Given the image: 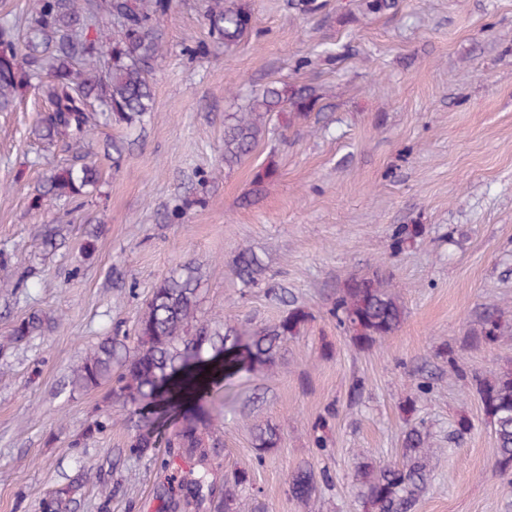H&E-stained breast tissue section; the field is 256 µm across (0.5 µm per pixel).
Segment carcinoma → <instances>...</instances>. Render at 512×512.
Segmentation results:
<instances>
[{"mask_svg":"<svg viewBox=\"0 0 512 512\" xmlns=\"http://www.w3.org/2000/svg\"><path fill=\"white\" fill-rule=\"evenodd\" d=\"M172 0H30L12 23L0 24V112L12 110L22 92H41L47 111L37 117L31 133L47 149L57 145L80 152L101 121L136 126L154 109L153 73L163 56L161 20ZM205 18L211 38L229 49L254 28L251 10L236 0H207ZM318 103L315 91L273 82L254 92L239 112L224 123V166L241 164L272 131L273 117L282 132L308 122ZM98 183L93 165L65 163L48 179L45 194L79 208L87 188ZM420 235L417 226L397 227L393 247L400 250ZM233 274L247 287L263 280L265 268L249 248L232 260ZM198 268L185 263L153 289L133 336H108L87 350L72 371L75 391H88L111 380L112 397L128 410L130 454L160 461L170 480L189 489L192 499L212 494L209 480L221 439L214 418L200 407L219 382L228 393L244 374L275 366L282 344L299 334L310 315L292 307L276 323L249 332L227 318L220 327L200 318ZM392 278L379 271L350 276L336 292L329 310L339 328L361 348L394 334L404 320V307ZM54 317L36 310L13 326L10 342L21 344L47 332ZM504 317L489 312L473 329L486 344L508 333ZM494 433L496 464L512 474V366L493 376L473 377ZM279 428L267 424L253 431L258 456L279 446ZM403 460L376 465L359 463L362 512H412L427 485L429 433L422 425L405 432ZM250 486L246 471L224 478V489L212 502L215 512H242V495ZM81 489L73 478L50 491L41 512H72ZM288 490L306 501L317 491L314 466L294 470Z\"/></svg>","mask_w":512,"mask_h":512,"instance_id":"cac0c4a2","label":"carcinoma"}]
</instances>
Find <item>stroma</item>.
Returning a JSON list of instances; mask_svg holds the SVG:
<instances>
[{
    "mask_svg": "<svg viewBox=\"0 0 512 512\" xmlns=\"http://www.w3.org/2000/svg\"><path fill=\"white\" fill-rule=\"evenodd\" d=\"M292 2L247 0L255 27L227 50L208 39L202 0H172L154 110L144 129L95 130L88 159L101 181L80 210L33 204L65 157L43 155L29 136L43 98L31 90L0 112V512H40L78 474L73 512H158L165 474L128 453L125 409L108 386L75 392L68 377L90 346L133 334L153 288L187 261L202 273L200 309L216 322L230 313L267 325L291 305L312 316L272 371L243 377L213 405L224 425L216 482L247 470L268 512H360L358 463L400 458L404 431L422 423L430 474L412 512H512V477L496 467L471 388L512 364V339L488 345L471 334L485 309L512 319V0H399L379 14L355 0H320L314 13ZM200 43L205 51L189 56ZM273 80L315 88L323 111L225 169V119ZM115 138L130 144L117 169L104 154ZM270 160L278 175L254 194V174ZM403 224L422 233L397 251L392 234ZM52 226L64 242L47 251ZM242 245L286 287L287 304L232 273ZM376 267L394 275L406 315L361 349L329 309L346 278ZM35 310L57 327L10 344L14 323ZM450 349L455 372L443 357ZM102 412L112 428L80 443ZM323 417L328 441L317 448L312 428ZM462 418L470 427L461 434ZM267 422L281 442L260 455L252 428ZM304 462L318 492L301 503L288 476Z\"/></svg>",
    "mask_w": 512,
    "mask_h": 512,
    "instance_id": "1",
    "label": "stroma"
}]
</instances>
